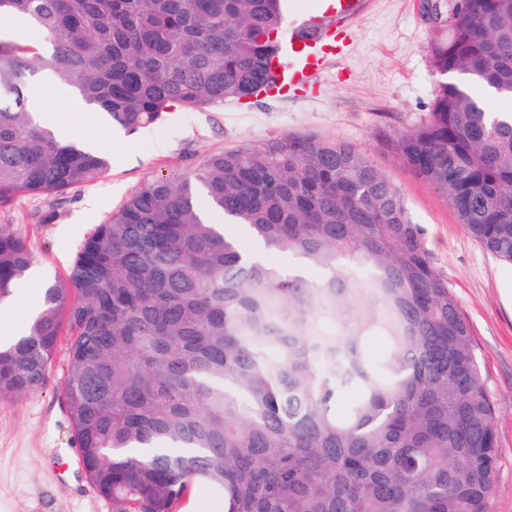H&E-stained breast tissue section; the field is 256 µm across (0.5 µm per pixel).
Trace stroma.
<instances>
[{"mask_svg": "<svg viewBox=\"0 0 512 512\" xmlns=\"http://www.w3.org/2000/svg\"><path fill=\"white\" fill-rule=\"evenodd\" d=\"M369 0L348 55L315 86L288 97L270 91L236 102L176 108L150 131L117 133L99 120L95 151L109 170L62 195H23L0 210L26 240L41 281L67 276L84 239L142 181L188 171L202 157L292 134L360 145L401 188L425 247L447 277L470 322L485 388L494 408L499 477L491 512H512V263L483 250L458 224L447 200L402 165L399 136L426 121L438 78L428 44L446 31L456 0ZM68 337H61L43 385L0 402V512H112L89 482L71 440L61 399Z\"/></svg>", "mask_w": 512, "mask_h": 512, "instance_id": "obj_1", "label": "stroma"}]
</instances>
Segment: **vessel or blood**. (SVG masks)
I'll return each instance as SVG.
<instances>
[{
  "label": "vessel or blood",
  "instance_id": "vessel-or-blood-1",
  "mask_svg": "<svg viewBox=\"0 0 512 512\" xmlns=\"http://www.w3.org/2000/svg\"><path fill=\"white\" fill-rule=\"evenodd\" d=\"M363 4L364 0H309L300 6V22L283 33L288 61L272 65L277 86L286 90L301 84L324 70L329 59L341 55Z\"/></svg>",
  "mask_w": 512,
  "mask_h": 512
}]
</instances>
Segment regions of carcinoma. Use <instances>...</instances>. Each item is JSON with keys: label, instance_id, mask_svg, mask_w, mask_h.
<instances>
[{"label": "carcinoma", "instance_id": "carcinoma-1", "mask_svg": "<svg viewBox=\"0 0 512 512\" xmlns=\"http://www.w3.org/2000/svg\"><path fill=\"white\" fill-rule=\"evenodd\" d=\"M50 51L0 26V208L63 194L110 166L59 143L26 108L38 67L128 133L175 107L275 86L282 0H0ZM428 119L399 138L405 168L468 234L512 262V0H457L428 46ZM318 281L254 260L215 223ZM400 188L362 148L286 135L144 180L43 287L0 344V401L37 390L70 332L62 400L86 476L112 512H182L203 482L224 512H490L494 410L471 325ZM0 225V301L33 264ZM386 341L383 357L365 350Z\"/></svg>", "mask_w": 512, "mask_h": 512}]
</instances>
